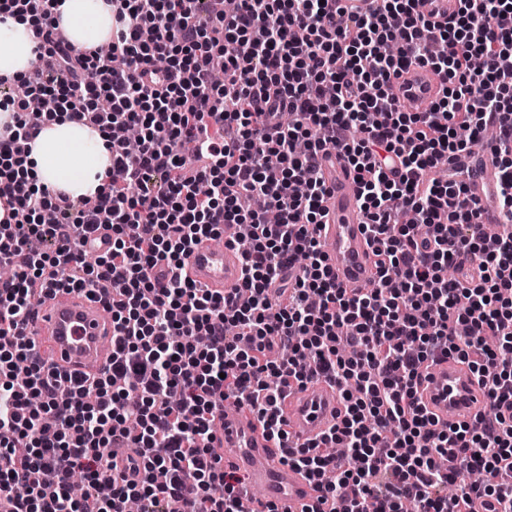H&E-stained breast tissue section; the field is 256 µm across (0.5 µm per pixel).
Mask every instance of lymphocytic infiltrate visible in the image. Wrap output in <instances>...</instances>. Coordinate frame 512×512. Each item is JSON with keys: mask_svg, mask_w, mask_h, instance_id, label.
I'll return each instance as SVG.
<instances>
[{"mask_svg": "<svg viewBox=\"0 0 512 512\" xmlns=\"http://www.w3.org/2000/svg\"><path fill=\"white\" fill-rule=\"evenodd\" d=\"M421 0H376L349 20L327 0H240L198 19L200 0H112L111 55L56 44L57 0H0L27 16L42 51L22 84L42 102L0 138V507L5 512H240L243 479L209 453L225 401L247 404L333 512H512V127L491 158L504 222L485 238L464 155L496 115L512 116V0H457L446 23ZM223 58L230 83L215 82ZM455 85L425 112L392 97L413 64ZM70 113L112 155L93 209L37 187L24 163L45 122ZM140 127L138 154L117 129ZM344 151L375 244L370 288L337 287L316 237L326 192L317 160ZM399 163L398 177L388 169ZM224 224H247L239 296L181 274L184 255ZM111 232L95 251L100 228ZM474 277H447L459 255ZM77 289L112 315L99 376L57 377L19 330L35 293ZM453 356L493 410L439 427L421 407L423 368ZM342 387L337 427L287 445L276 404L311 379ZM134 448L120 468L115 444ZM470 481L460 482L461 472ZM83 475L84 498L68 487Z\"/></svg>", "mask_w": 512, "mask_h": 512, "instance_id": "f902f5d3", "label": "lymphocytic infiltrate"}]
</instances>
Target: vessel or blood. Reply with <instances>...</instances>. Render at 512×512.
Masks as SVG:
<instances>
[{
    "mask_svg": "<svg viewBox=\"0 0 512 512\" xmlns=\"http://www.w3.org/2000/svg\"><path fill=\"white\" fill-rule=\"evenodd\" d=\"M445 87L441 74L414 65L393 81L391 93L409 111L419 112L440 98ZM466 162L473 173L467 194L481 207V224L500 223L499 212L490 202L499 181L498 168L482 154L467 157ZM319 170L328 189L317 235L325 264L337 286L368 287L376 268L355 172L345 154L335 150L321 153ZM235 241L236 227L228 224L221 245L202 243L188 254L183 269L197 287L222 295L239 288L242 261ZM21 332L37 351L49 353L52 367L62 375L93 377L112 359V320L99 300L81 291L61 290L43 297ZM418 399L442 426L476 422L489 409L476 375L453 357L437 359L424 368ZM279 411L292 446L300 447L339 423L344 404L336 384L314 380L288 388ZM210 448L225 469L243 475L242 512H266L272 502L281 512H302L321 496L304 471L285 461L248 407L227 410L216 420Z\"/></svg>",
    "mask_w": 512,
    "mask_h": 512,
    "instance_id": "b4317fda",
    "label": "vessel or blood"
}]
</instances>
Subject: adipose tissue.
Segmentation results:
<instances>
[{"instance_id": "adipose-tissue-1", "label": "adipose tissue", "mask_w": 512, "mask_h": 512, "mask_svg": "<svg viewBox=\"0 0 512 512\" xmlns=\"http://www.w3.org/2000/svg\"><path fill=\"white\" fill-rule=\"evenodd\" d=\"M59 13L61 27L76 46L112 38L110 0H62ZM39 54L40 41L31 20L0 12V75L21 76ZM25 166L50 192L93 197L107 185L111 155L98 131L64 116L43 127Z\"/></svg>"}]
</instances>
